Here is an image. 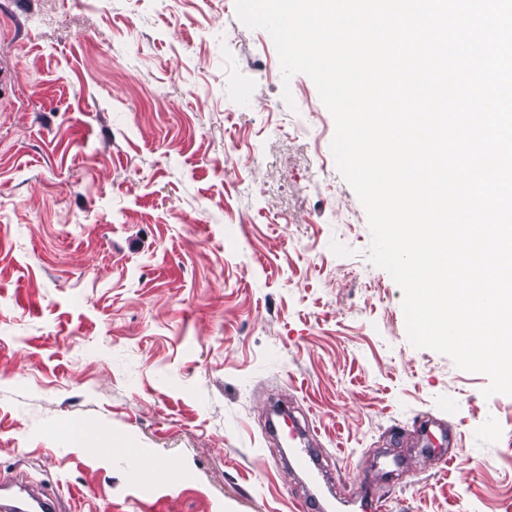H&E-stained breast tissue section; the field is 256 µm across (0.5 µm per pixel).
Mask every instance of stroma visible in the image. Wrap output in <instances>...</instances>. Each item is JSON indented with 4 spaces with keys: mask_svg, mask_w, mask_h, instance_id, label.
<instances>
[{
    "mask_svg": "<svg viewBox=\"0 0 512 512\" xmlns=\"http://www.w3.org/2000/svg\"><path fill=\"white\" fill-rule=\"evenodd\" d=\"M3 65L0 478L60 512H298L280 401L335 512H512V395L409 342L332 115L234 0H0Z\"/></svg>",
    "mask_w": 512,
    "mask_h": 512,
    "instance_id": "35a3bbf8",
    "label": "stroma"
}]
</instances>
